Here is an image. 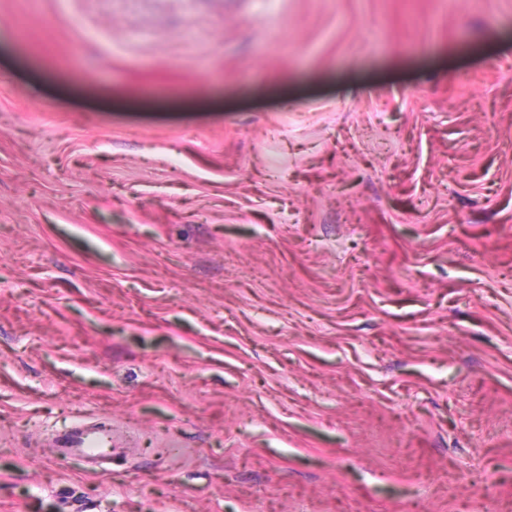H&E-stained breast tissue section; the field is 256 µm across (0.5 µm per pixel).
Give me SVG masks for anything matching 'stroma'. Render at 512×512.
Here are the masks:
<instances>
[{
	"instance_id": "35a3bbf8",
	"label": "stroma",
	"mask_w": 512,
	"mask_h": 512,
	"mask_svg": "<svg viewBox=\"0 0 512 512\" xmlns=\"http://www.w3.org/2000/svg\"><path fill=\"white\" fill-rule=\"evenodd\" d=\"M485 477L512 512V0H0V512ZM112 446L111 429L83 424L74 426L61 443L67 455L83 458L94 468L100 458L112 452Z\"/></svg>"
}]
</instances>
